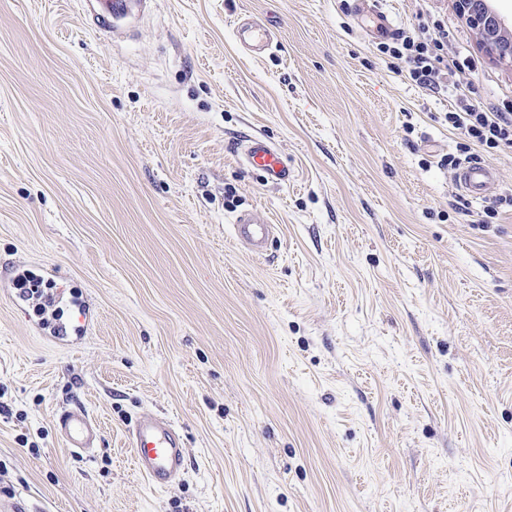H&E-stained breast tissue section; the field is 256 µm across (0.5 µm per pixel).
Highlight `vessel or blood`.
I'll use <instances>...</instances> for the list:
<instances>
[{
  "mask_svg": "<svg viewBox=\"0 0 512 512\" xmlns=\"http://www.w3.org/2000/svg\"><path fill=\"white\" fill-rule=\"evenodd\" d=\"M134 0H97L96 16L111 22L127 16ZM358 11L371 21L370 34L390 31L392 23L381 11L376 0H357ZM235 36L241 46L255 55L265 54L274 42L273 30L262 20L241 15L235 22ZM240 150L247 164L260 170L267 183H287L291 172L282 154L267 141L250 139ZM494 174L488 167L468 162L459 170L456 186L467 196L481 197L493 182ZM237 239L257 256L263 255L275 226L268 216L252 210L240 213L234 220ZM55 430L68 448L87 452L96 448L102 439L99 424L81 406L65 410L55 419ZM128 444L133 448V465L138 474L157 489L176 483L185 470V453L181 435L167 418L154 414L138 417L128 429Z\"/></svg>",
  "mask_w": 512,
  "mask_h": 512,
  "instance_id": "obj_1",
  "label": "vessel or blood"
}]
</instances>
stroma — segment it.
<instances>
[{
    "mask_svg": "<svg viewBox=\"0 0 512 512\" xmlns=\"http://www.w3.org/2000/svg\"><path fill=\"white\" fill-rule=\"evenodd\" d=\"M444 21L459 82L398 74L355 0H149L119 32L90 0H0V502L20 512H512V148L465 147L456 98L512 108V69L454 0H379ZM272 25L263 56L234 35ZM292 171L266 184L238 145ZM489 166L478 199L441 165ZM259 209L264 256L233 222ZM93 308L39 334L14 278ZM83 405L87 454L54 429ZM143 413L185 473L134 472ZM235 36L241 46L254 55H263L274 42V31L262 20L241 15L235 22ZM240 150L247 164L260 170L267 183H288L291 176L288 163L282 154L271 144L261 139L245 140ZM127 432L128 444L134 449V468L151 486L166 488L181 478L185 470L183 442L170 420L144 414Z\"/></svg>",
    "mask_w": 512,
    "mask_h": 512,
    "instance_id": "1",
    "label": "stroma"
}]
</instances>
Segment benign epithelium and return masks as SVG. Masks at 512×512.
<instances>
[{
  "label": "benign epithelium",
  "mask_w": 512,
  "mask_h": 512,
  "mask_svg": "<svg viewBox=\"0 0 512 512\" xmlns=\"http://www.w3.org/2000/svg\"><path fill=\"white\" fill-rule=\"evenodd\" d=\"M459 14L475 32L479 46L493 59L512 67V35L488 0H454Z\"/></svg>",
  "instance_id": "benign-epithelium-1"
}]
</instances>
